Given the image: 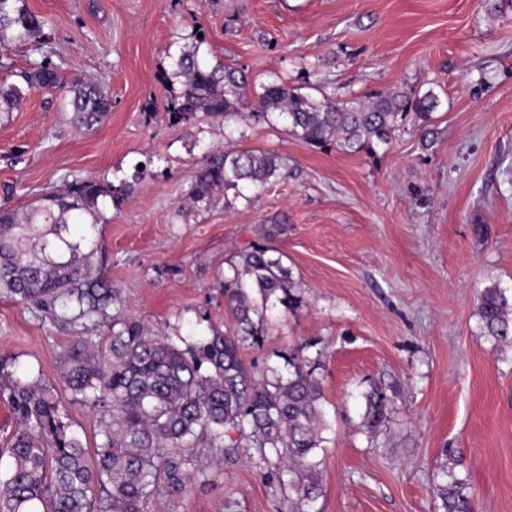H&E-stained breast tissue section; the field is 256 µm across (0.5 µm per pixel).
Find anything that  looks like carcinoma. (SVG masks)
<instances>
[{"mask_svg":"<svg viewBox=\"0 0 512 512\" xmlns=\"http://www.w3.org/2000/svg\"><path fill=\"white\" fill-rule=\"evenodd\" d=\"M20 0H0V49L41 37L45 21ZM198 39L173 57L166 112L188 122L199 112L226 123L241 115L247 94L243 75L224 61L209 58ZM29 88H62L71 94L74 123L92 129L112 107L107 89L78 79L64 83L59 72L39 65L21 73ZM22 99L15 85L0 86V112ZM265 110L288 121L289 132L309 145L344 152L373 151L391 144L409 115L427 121L439 97L397 92L373 101H336L303 94L283 82L264 87ZM286 175L279 156L265 151L216 149L197 169L189 199L209 205L219 189L261 188ZM131 185L115 186L74 179L60 192L48 191L22 210L0 205V295L30 304L54 321L98 323L109 308L105 347L89 338L74 341L63 354V382L74 397L112 412V431L89 454L72 429L69 414L42 379L24 381L7 359L0 360V397H7L16 430L0 447L9 458L0 477L4 512H144L160 493L182 492L205 474L203 451L224 463L239 459V444L225 437L237 431L256 452L255 465L267 481L288 488L290 512H309L321 492L316 451L324 449L328 430L325 397L306 363L290 361L288 378L277 373L254 377L236 337L214 327L209 335L183 337L149 329L119 313L121 297L90 257L105 248L96 236L100 199L120 201ZM275 249L257 245L240 255L233 275L224 278L229 315L243 333L260 335L253 316L264 318L277 292L288 294V270ZM262 304H257L253 292ZM478 316L485 336L512 346V295L498 282L479 293ZM366 426L385 417L387 397L374 388L366 396Z\"/></svg>","mask_w":512,"mask_h":512,"instance_id":"obj_1","label":"carcinoma"}]
</instances>
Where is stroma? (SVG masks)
Segmentation results:
<instances>
[{
    "label": "stroma",
    "mask_w": 512,
    "mask_h": 512,
    "mask_svg": "<svg viewBox=\"0 0 512 512\" xmlns=\"http://www.w3.org/2000/svg\"><path fill=\"white\" fill-rule=\"evenodd\" d=\"M494 0H25L44 17L40 39L0 50V84L34 64L65 80L100 82L112 109L91 131L71 122L62 90L24 89L0 114V204L21 209L66 181L141 179L124 201L104 200L97 236L125 313L185 337L210 326L236 333L220 283L259 243L288 271L287 303L270 299L263 334L241 344L256 376L308 361L330 428L315 460L314 512H448L443 490L463 480L464 512H512V347L479 329L485 285L512 289V9ZM205 50L248 79L233 122L241 149L281 156L287 178L210 207L187 192L222 121L165 112L171 53ZM360 99L434 91L430 120H407L387 151L310 146L264 117V86ZM107 330L44 319L0 298V355L21 377L54 387L89 448L110 417L74 400L61 356ZM382 387L384 424L363 425L366 395ZM253 449L212 465L149 512H288Z\"/></svg>",
    "instance_id": "35a3bbf8"
}]
</instances>
